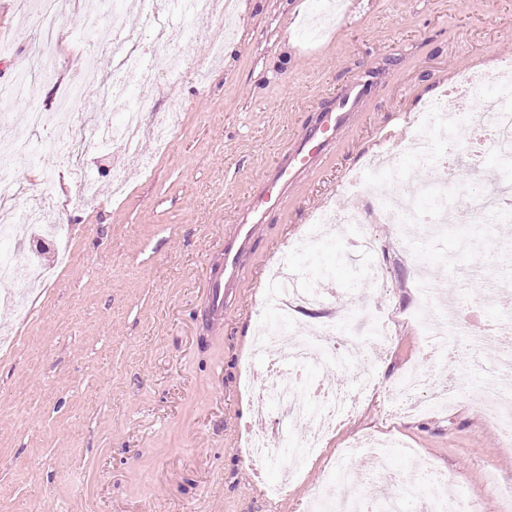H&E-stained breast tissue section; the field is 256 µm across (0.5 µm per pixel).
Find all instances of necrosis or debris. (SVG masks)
Wrapping results in <instances>:
<instances>
[{"mask_svg": "<svg viewBox=\"0 0 512 512\" xmlns=\"http://www.w3.org/2000/svg\"><path fill=\"white\" fill-rule=\"evenodd\" d=\"M213 12H216L214 0H166L162 7L158 6L157 0H140L138 5L142 25L154 29L157 41L162 45L182 38L181 32L172 23L173 16L187 13L208 16ZM79 39L91 56L111 57L114 73L132 74L146 88L153 86L157 70L169 73L180 70L177 58L162 57L159 66L154 67L131 57L124 46L99 40L97 16L91 12L81 18ZM51 73L52 67L47 58L40 57L13 83L1 85L0 112L8 113L16 104L30 99L35 83L48 80ZM96 81V68L87 67L70 81L68 101L61 106L53 120H46L40 110L32 109L24 116L26 124L34 129L51 124L55 149L72 156H81L109 140L119 144L126 153H138L142 135L141 110L128 112L121 123L92 127L87 126L80 114L73 112L71 101ZM489 90L497 93V103L488 121L479 125L474 124L467 113L448 116L444 101L438 100L426 107L418 119L417 133L406 138L399 151L392 153L386 164L372 167L371 177L356 174L349 178L348 193L366 198L369 206L337 212L336 222L393 224L398 227L403 241L412 246L417 241H427L446 233L449 223L455 218V202L448 189L457 183L459 157L452 152L437 154L426 130L430 125L444 126L450 122L476 130L481 141V152L494 153L498 158L495 171H488L477 164L472 167L475 179L485 184L486 190L476 196L468 214L469 219L479 224L489 217H511L512 69L496 77L463 76L451 92L478 98ZM404 155L413 156L420 165L417 172L420 190L414 199L393 191L394 185L404 182L407 177V171L400 163ZM321 300L319 287L292 288L285 283L271 284L269 293L262 297L255 352L264 357L268 376L266 385L258 388L253 399L254 416L260 424L259 429L248 432V460L253 472L281 466L288 479L296 477L311 459L322 452L329 432L354 409L360 393L371 391L376 386L373 373L366 368L358 370L356 388L352 391L323 380L312 387L302 384L300 376L308 364L326 369L349 365L356 358L355 349L334 342V330L329 326H311L307 336L289 341L288 329L292 324L295 303H318ZM415 300L413 320L425 338L423 361L404 370L386 389L390 403L411 413L451 404L452 390L432 389L431 376L423 364L447 350L451 336L462 327L461 306L452 304L444 310H436L426 279H418ZM511 333L512 326L501 321L485 323L474 331L473 337L481 346L496 351L502 374L494 381L481 383L460 375L453 388L468 391L483 419L501 434L504 444L508 446L512 445V342L507 339ZM279 344L286 345V358L270 356L271 347ZM273 403L277 404L281 418L289 425L302 426L299 438L278 441L262 429L261 424L266 421L269 406ZM447 482L446 473L429 466L427 462L415 461L411 471L401 481L398 492L385 497L378 512H400V502L415 499L423 501L424 512H447V501L441 496V488Z\"/></svg>", "mask_w": 512, "mask_h": 512, "instance_id": "necrosis-or-debris-1", "label": "necrosis or debris"}]
</instances>
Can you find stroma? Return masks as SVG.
<instances>
[{
  "label": "stroma",
  "mask_w": 512,
  "mask_h": 512,
  "mask_svg": "<svg viewBox=\"0 0 512 512\" xmlns=\"http://www.w3.org/2000/svg\"><path fill=\"white\" fill-rule=\"evenodd\" d=\"M90 0H70L52 18L65 38L40 45L18 0H0V84L33 58L56 63V76L35 96L52 113L70 80L87 64L75 42ZM236 34L219 16L178 19L185 43L165 54L188 53L177 85L139 100L80 97L72 109L89 122L112 124L144 105L152 124L172 110L181 122L166 153L143 136L124 158L126 194L112 196V151L82 157L98 197L81 208L67 203L70 158L50 147L49 130L29 134L19 123L0 135L30 138L14 175L22 211L49 209L66 230L70 262L57 265L20 309L0 306V330L13 338L0 352V512H309V491L333 470L331 450L366 435L401 441L388 464L394 478L413 462L407 448L448 474V497L480 493V512H504L512 498V447H503L468 399L447 413L391 412L385 389L420 358L423 338L408 321L414 286L426 275L438 302L466 305L470 286L455 278L473 267L481 280H512L501 263L512 233L500 224H461L446 237L404 250L394 226L373 224L378 241L370 263L387 286L371 288L347 258L361 229L338 224L332 244L315 256L290 249L318 214L354 199L348 175L369 158L395 149L414 131L428 101L448 90L465 69L488 71L512 60V0H237ZM230 38L231 57L211 61L213 42ZM379 84L321 165L288 194V204L264 224L258 244L241 258L243 277L224 308L220 329L204 318V274L254 183L350 82L368 72ZM480 239L477 252L460 237ZM287 261L303 284L323 283L326 305H309L293 329L336 328L337 342L356 345L378 380L354 415L326 443L286 497L267 498L246 464L251 414L245 383L261 386L263 362L253 352L255 314L272 265ZM391 315V345L374 356L368 337L347 321L359 305ZM494 352L474 362L448 350L428 363L436 387L457 373L497 376Z\"/></svg>",
  "instance_id": "35a3bbf8"
}]
</instances>
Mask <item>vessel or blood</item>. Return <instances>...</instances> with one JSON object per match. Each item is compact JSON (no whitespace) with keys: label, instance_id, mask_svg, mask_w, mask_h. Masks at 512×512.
Returning <instances> with one entry per match:
<instances>
[{"label":"vessel or blood","instance_id":"1","mask_svg":"<svg viewBox=\"0 0 512 512\" xmlns=\"http://www.w3.org/2000/svg\"><path fill=\"white\" fill-rule=\"evenodd\" d=\"M367 94L362 83L347 84L333 106L322 112L313 128L295 142L287 160L255 186L238 214L234 235L224 241L223 266L214 268L209 276V300L214 314H222L229 291L240 277L241 256L252 249L265 215L284 209L290 188L316 168L327 147L350 125Z\"/></svg>","mask_w":512,"mask_h":512}]
</instances>
